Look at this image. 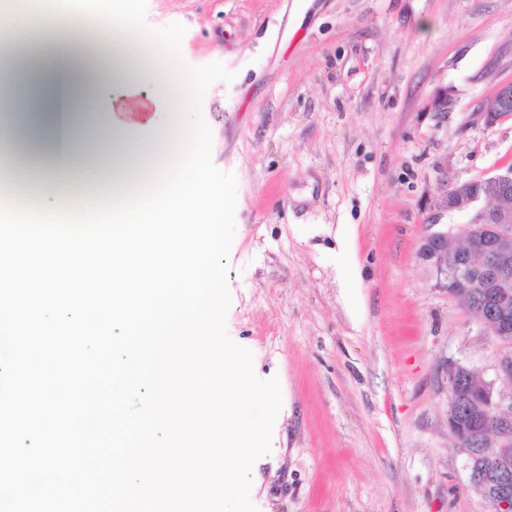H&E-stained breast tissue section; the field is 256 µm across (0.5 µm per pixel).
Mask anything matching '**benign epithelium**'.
<instances>
[{
	"label": "benign epithelium",
	"instance_id": "benign-epithelium-1",
	"mask_svg": "<svg viewBox=\"0 0 512 512\" xmlns=\"http://www.w3.org/2000/svg\"><path fill=\"white\" fill-rule=\"evenodd\" d=\"M454 100L438 90L429 110L444 119ZM512 115V79L497 84L483 105L486 125ZM483 200L458 234L434 231L422 240L421 260L437 286L460 298L498 344L495 379L459 363L442 381L448 390V431L465 456L468 481L497 512H512V166L441 189L437 214Z\"/></svg>",
	"mask_w": 512,
	"mask_h": 512
}]
</instances>
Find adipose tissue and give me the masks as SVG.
Listing matches in <instances>:
<instances>
[{
  "label": "adipose tissue",
  "mask_w": 512,
  "mask_h": 512,
  "mask_svg": "<svg viewBox=\"0 0 512 512\" xmlns=\"http://www.w3.org/2000/svg\"><path fill=\"white\" fill-rule=\"evenodd\" d=\"M0 112L11 120L0 127V197L16 192L21 173L32 169L40 201L69 204L79 179L82 151L95 148L102 122L112 126V150L104 161L116 182L137 170L147 157L162 154L166 135L132 139L128 130L143 127L133 113H102L97 109L107 88L125 97L153 83V102L171 119L174 94L156 79L154 62L118 29H87L74 19L73 0H52L48 13L16 7L0 0ZM32 157L24 167V157Z\"/></svg>",
  "instance_id": "1"
}]
</instances>
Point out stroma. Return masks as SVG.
Returning a JSON list of instances; mask_svg holds the SVG:
<instances>
[{
	"instance_id": "stroma-1",
	"label": "stroma",
	"mask_w": 512,
	"mask_h": 512,
	"mask_svg": "<svg viewBox=\"0 0 512 512\" xmlns=\"http://www.w3.org/2000/svg\"><path fill=\"white\" fill-rule=\"evenodd\" d=\"M145 21L234 75L201 114L237 181L226 331L282 393L258 512H491L440 376L493 379L496 342L418 251L469 218L436 215L442 185L512 164V116L481 111L512 77V0H148Z\"/></svg>"
}]
</instances>
